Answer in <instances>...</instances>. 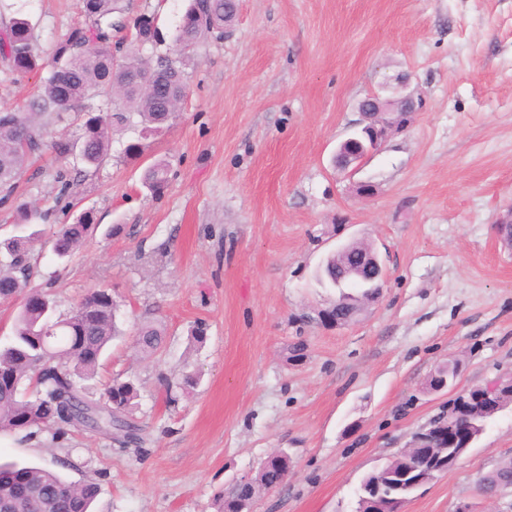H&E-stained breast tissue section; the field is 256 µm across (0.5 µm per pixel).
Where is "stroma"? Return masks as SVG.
<instances>
[{
  "label": "stroma",
  "instance_id": "1",
  "mask_svg": "<svg viewBox=\"0 0 512 512\" xmlns=\"http://www.w3.org/2000/svg\"><path fill=\"white\" fill-rule=\"evenodd\" d=\"M150 13L171 47L189 0H122ZM80 0H0V25H33L44 58ZM188 96L174 124L145 142L139 163L116 133L93 177L75 176L61 210L52 154L26 164L20 200L99 229L68 263L40 248L36 283L53 280L59 314L110 289L125 334L99 382L137 379L141 453L109 435L51 429L0 462L47 466L97 484L94 512H213L234 480L286 451L287 479L254 512H354L362 478L424 431L449 402L512 374V0H239L229 36L185 57ZM40 86L0 61V109H28ZM371 92L413 94L410 125L356 169L331 164ZM169 165L152 195L145 165ZM374 185L367 198L358 183ZM375 245L386 260L380 296L346 326L318 318L335 298L316 278L341 244ZM161 323L160 354L142 355L135 325ZM204 322L198 344L190 330ZM455 360L454 386L426 383ZM186 372L200 376L190 392ZM512 461V406L494 415L457 464L405 512H512L477 479Z\"/></svg>",
  "mask_w": 512,
  "mask_h": 512
}]
</instances>
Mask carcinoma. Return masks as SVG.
<instances>
[{"label": "carcinoma", "mask_w": 512, "mask_h": 512, "mask_svg": "<svg viewBox=\"0 0 512 512\" xmlns=\"http://www.w3.org/2000/svg\"><path fill=\"white\" fill-rule=\"evenodd\" d=\"M234 0H190L173 40L177 57H157L146 64L140 48L157 38L155 18L125 15L121 0H81L83 21L75 25L59 44L51 62L34 48L33 26L15 17L0 31V59L21 76L40 75L39 93L29 111L0 110V205L15 202L16 180L30 157L48 146L64 164L56 173L59 197L68 194L71 181L65 165L75 162L97 171L109 159L112 136L133 129L137 140L128 143L126 158L143 153L142 141L170 127L179 116L187 95L180 56L188 53L208 34L224 35V22L231 21ZM95 97L110 103L106 112H92L83 104ZM66 111L77 113L79 134H60L45 141L52 123ZM168 165L160 161L148 166L144 186L160 194L168 183ZM23 216L15 234L0 241V299L20 300L12 335L0 343V433L19 434L29 440L36 431L56 428L112 433V422L129 421L126 444L140 442V426L134 421L139 384L133 378L113 379L100 399L91 396L89 382L97 377L100 362L112 342L122 336L117 314L119 305L108 289L88 292L72 312L56 313V302L47 289L32 285L30 246L44 229L29 222L31 209L16 206ZM93 215L82 213L72 224H61L50 238L60 260L69 259L94 231ZM359 248L342 259L332 255L321 266L318 280L336 287V271L344 270ZM371 291L344 295L333 304L335 314L345 315L353 303L369 299ZM163 329L146 324L138 329L136 344L145 355L164 347ZM455 362L439 367L427 381L429 389L444 377L454 378ZM512 403V386L502 385L478 395L471 390L453 401L448 416L434 421L429 440L415 450H405L389 462L397 478L373 471L357 489V509L367 512L362 497L402 495L411 497L412 484L422 467L435 466L445 472L465 454V443L484 429L491 412ZM290 458L277 456L262 462L257 474L241 478L213 502L214 512H239L243 501L253 499L261 488H277L286 479ZM487 487L512 484V461L486 474ZM97 494L93 482L75 483L42 467L0 465V512H92Z\"/></svg>", "instance_id": "carcinoma-1"}]
</instances>
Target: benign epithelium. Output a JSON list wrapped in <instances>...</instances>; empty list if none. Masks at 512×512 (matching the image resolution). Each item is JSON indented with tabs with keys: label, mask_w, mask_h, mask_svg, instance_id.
<instances>
[{
	"label": "benign epithelium",
	"mask_w": 512,
	"mask_h": 512,
	"mask_svg": "<svg viewBox=\"0 0 512 512\" xmlns=\"http://www.w3.org/2000/svg\"><path fill=\"white\" fill-rule=\"evenodd\" d=\"M420 103L411 95L400 99H391L373 92L359 103L361 131L353 133L336 148L333 163L336 169L346 171L359 165L382 145L402 132L410 124ZM359 264L372 274L374 287L382 288L386 279V267L378 251L371 247L359 254ZM405 498H395L383 502L379 499L368 500L371 512H404Z\"/></svg>",
	"instance_id": "benign-epithelium-1"
}]
</instances>
